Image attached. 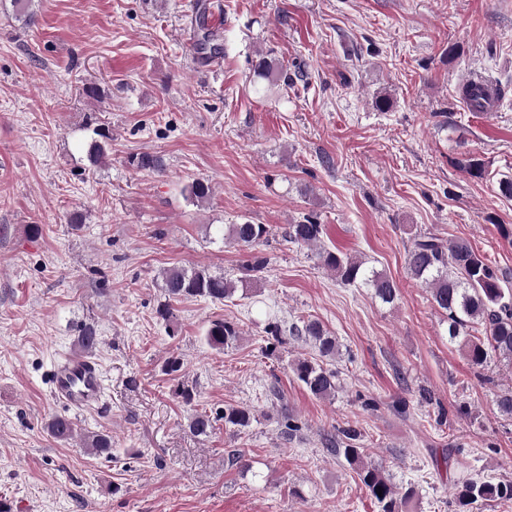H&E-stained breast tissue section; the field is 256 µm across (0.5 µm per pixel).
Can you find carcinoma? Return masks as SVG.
Wrapping results in <instances>:
<instances>
[{"instance_id": "carcinoma-1", "label": "carcinoma", "mask_w": 512, "mask_h": 512, "mask_svg": "<svg viewBox=\"0 0 512 512\" xmlns=\"http://www.w3.org/2000/svg\"><path fill=\"white\" fill-rule=\"evenodd\" d=\"M254 76L288 83L287 71L265 57L258 59L254 65ZM459 97L466 102L470 111L480 112L488 97L487 88L466 84L459 90ZM88 125L92 126V137L86 158L89 167L97 168L111 149L112 133L108 128L96 124L92 116ZM127 163L139 171L159 172L164 168L163 158L152 152L132 154L128 156ZM186 192L191 200L203 202L212 195L213 188L208 181L196 179L187 186ZM325 231V225L309 214L303 220L288 225L286 234L291 243L313 246L321 242ZM267 233L265 225L248 221L229 226L230 239L248 250L247 259L242 265L244 272H257L264 268L266 259L254 253V250ZM320 258L342 282L351 284L363 280L374 289L376 297L382 302L390 304L395 300L397 288L394 282L377 271H366L363 262L340 251L325 250L320 253ZM406 268L429 289L433 304L448 318L449 340L458 345L471 366L483 369L493 356L512 360V289L469 241L463 238L445 240L435 234L421 236L414 240L407 251ZM162 280L165 301L158 306L157 314L165 321L172 317L171 301L175 299L192 297L222 302L235 295L238 284L249 282L247 277L227 279L205 266L168 268L163 271ZM477 330L481 331V335H474ZM295 332L314 342L320 358L327 360L336 356V337L319 322H307ZM238 336L235 324L215 320L207 328L204 339L209 347L222 350L233 344ZM99 344L100 336L94 326L85 324L79 329L76 345L81 352L92 353ZM294 372L312 396L318 399L335 396L338 388L336 371L316 361L299 360L294 365ZM252 418L253 413L248 407L224 409L226 427L243 430L250 425ZM216 422L217 417L204 410L191 417L188 428L196 437H207L214 430ZM47 431L52 438L63 443L80 439L87 451L96 457H112V435L105 431L82 432L66 416L53 418L47 424ZM359 440V432L342 428L328 434L324 445L330 454L341 453L349 464L357 466L363 488L377 504L379 512H411V504L416 498L415 488L411 485L404 488L394 486L379 466L363 461L361 449L357 446ZM496 499H512V482L495 484L490 481H470L455 490L453 512H472L473 505Z\"/></svg>"}]
</instances>
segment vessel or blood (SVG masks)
<instances>
[{
    "mask_svg": "<svg viewBox=\"0 0 512 512\" xmlns=\"http://www.w3.org/2000/svg\"><path fill=\"white\" fill-rule=\"evenodd\" d=\"M52 384L53 396L72 408L92 409L101 402L102 376L91 357L65 358L58 364Z\"/></svg>",
    "mask_w": 512,
    "mask_h": 512,
    "instance_id": "obj_1",
    "label": "vessel or blood"
}]
</instances>
